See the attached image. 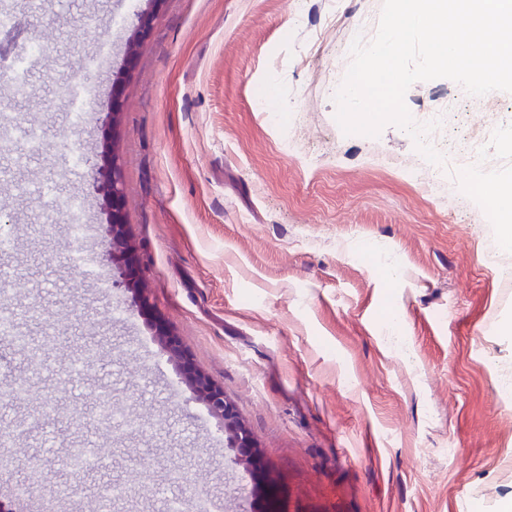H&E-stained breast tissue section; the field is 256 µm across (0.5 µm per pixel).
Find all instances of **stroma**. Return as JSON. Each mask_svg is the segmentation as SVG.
<instances>
[{"instance_id": "stroma-1", "label": "stroma", "mask_w": 512, "mask_h": 512, "mask_svg": "<svg viewBox=\"0 0 512 512\" xmlns=\"http://www.w3.org/2000/svg\"><path fill=\"white\" fill-rule=\"evenodd\" d=\"M16 30L0 33V65L21 44L52 40L71 65L29 63L25 95L0 85V118L37 125L44 149H0V284L16 309L38 305L17 352L0 339V425L13 430L12 469L0 470V512H93L94 488L128 494L112 512H167L198 493L226 512H497L512 495V283L483 265L497 242L475 200L440 207L403 172L421 160L413 139L385 126L344 134L329 74L343 46L377 25L383 0H164L149 36L125 61L140 0H7ZM112 55L90 69L101 44ZM91 85L85 123L60 80ZM120 84L119 125L112 86ZM265 90L257 105L256 90ZM458 83H414L413 116L443 110L448 144L487 124L512 130V93L460 98ZM294 125L295 149L268 115ZM115 141L126 231L138 248L145 303L115 287L105 205L89 167ZM26 165H18V157ZM45 183L50 202L17 186ZM84 197L92 269L72 261L65 204ZM397 275H389V263ZM121 317H114L115 306ZM56 335L42 333L44 320ZM160 320L192 366L223 389L265 467V489L231 462L219 421L196 401L159 344ZM95 363L78 380L85 349ZM28 395L13 397L17 379ZM142 427L88 425L104 393ZM57 411L37 413L45 402ZM100 448L94 469L61 461Z\"/></svg>"}]
</instances>
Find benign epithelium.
<instances>
[{
  "label": "benign epithelium",
  "instance_id": "obj_1",
  "mask_svg": "<svg viewBox=\"0 0 512 512\" xmlns=\"http://www.w3.org/2000/svg\"><path fill=\"white\" fill-rule=\"evenodd\" d=\"M143 2H145V8L135 14L136 24L129 38V47L131 48L147 34L155 9L161 0H143ZM92 176L96 191L105 199L107 232L111 241L109 260L118 271L121 286L133 293L136 302L140 303L142 302V281L137 272V248L124 230L121 181L116 167L111 165L107 154H102L100 166L92 167ZM155 336L169 360L176 364L195 400L202 403L207 411L222 424L224 441L234 452V462L242 466L254 465V462L259 460L254 440L239 419L235 405L224 396V390L213 385L204 375L189 366L178 341L165 332L158 323L155 324Z\"/></svg>",
  "mask_w": 512,
  "mask_h": 512
}]
</instances>
